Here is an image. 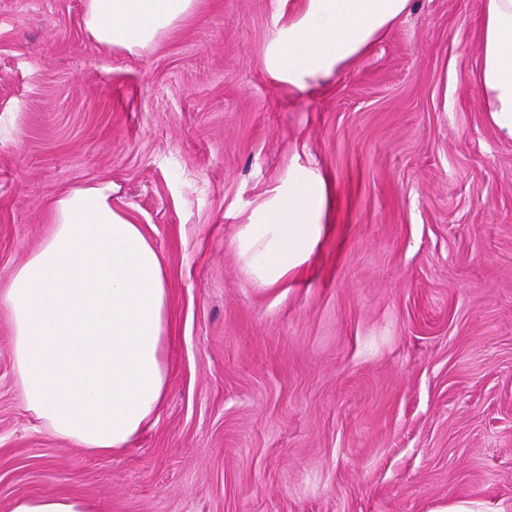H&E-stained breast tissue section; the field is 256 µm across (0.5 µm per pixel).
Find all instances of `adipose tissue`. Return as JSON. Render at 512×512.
Listing matches in <instances>:
<instances>
[{
  "label": "adipose tissue",
  "instance_id": "adipose-tissue-1",
  "mask_svg": "<svg viewBox=\"0 0 512 512\" xmlns=\"http://www.w3.org/2000/svg\"><path fill=\"white\" fill-rule=\"evenodd\" d=\"M196 0H84L89 37L136 52ZM413 0H276L283 17L267 73L300 93L325 88L402 23ZM477 81L498 132L512 139V0H479ZM111 182L51 203L54 229L10 275L0 303L29 410L57 437L94 453L128 448L154 421L169 370V279L140 225L112 204ZM330 185L294 170L242 225L234 247L266 285L302 270L324 233Z\"/></svg>",
  "mask_w": 512,
  "mask_h": 512
}]
</instances>
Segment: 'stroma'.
<instances>
[{
  "label": "stroma",
  "instance_id": "stroma-1",
  "mask_svg": "<svg viewBox=\"0 0 512 512\" xmlns=\"http://www.w3.org/2000/svg\"><path fill=\"white\" fill-rule=\"evenodd\" d=\"M274 3L198 0L131 54L83 0H0V289L53 199L109 181L171 305L158 416L105 455L26 409L0 305V512H512V140L478 0H415L316 95L267 77ZM297 168L330 176L331 231L262 286L233 241ZM11 512H93L91 506L83 500L53 496H26L18 498L12 504Z\"/></svg>",
  "mask_w": 512,
  "mask_h": 512
}]
</instances>
